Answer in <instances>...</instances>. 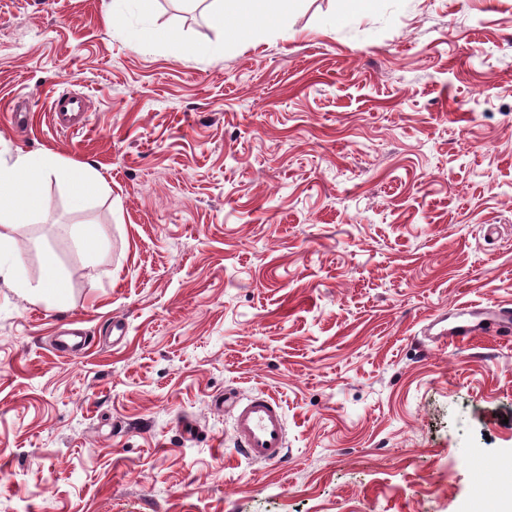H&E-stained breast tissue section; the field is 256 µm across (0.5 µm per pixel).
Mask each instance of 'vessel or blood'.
Returning a JSON list of instances; mask_svg holds the SVG:
<instances>
[{
	"instance_id": "b4317fda",
	"label": "vessel or blood",
	"mask_w": 512,
	"mask_h": 512,
	"mask_svg": "<svg viewBox=\"0 0 512 512\" xmlns=\"http://www.w3.org/2000/svg\"><path fill=\"white\" fill-rule=\"evenodd\" d=\"M90 106L86 98L61 94L55 97L50 109L54 129L68 133L82 130L90 121ZM458 323L452 328H439L432 341L435 344H467L482 334L489 320H496L500 328H507L512 317L497 305L479 307L462 303L456 307ZM225 411L233 419L234 432L240 452L253 461L274 463L286 448V425L283 408L276 397L260 393L239 398L225 393Z\"/></svg>"
}]
</instances>
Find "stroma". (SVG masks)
Instances as JSON below:
<instances>
[{"instance_id": "obj_1", "label": "stroma", "mask_w": 512, "mask_h": 512, "mask_svg": "<svg viewBox=\"0 0 512 512\" xmlns=\"http://www.w3.org/2000/svg\"><path fill=\"white\" fill-rule=\"evenodd\" d=\"M0 0V156L89 163L12 231L0 276V512H484L512 496V340L430 316L512 309V0H300L223 38L179 0ZM177 31L181 53L149 38ZM91 123L56 132L52 98ZM27 103L31 120L12 112ZM98 231L97 264L71 228ZM125 324L112 339V322ZM78 323L93 344L62 354ZM285 410L239 454L225 391ZM90 115V106L86 98L66 94H60L53 99L49 114L53 128L64 133L86 128ZM13 280L21 292L29 300L60 304L65 300V292L54 252L46 249L43 252V277L36 285L25 280L19 268L9 267ZM479 307L480 306L468 303L455 306V310L457 311L455 318L462 319L450 329L440 326L437 332L432 333L433 329L443 323L447 316V314H443L442 316L437 315L426 328L428 335L433 336L431 341L444 346L448 344H469L475 336L482 334L488 322L496 321L493 320L495 318L498 319L497 323L499 327L507 332V329H509V316L507 311H503V308H498L497 305L491 303L484 307ZM484 315L487 316L485 317Z\"/></svg>"}]
</instances>
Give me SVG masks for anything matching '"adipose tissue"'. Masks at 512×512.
Wrapping results in <instances>:
<instances>
[{
  "instance_id": "ef3b65f1",
  "label": "adipose tissue",
  "mask_w": 512,
  "mask_h": 512,
  "mask_svg": "<svg viewBox=\"0 0 512 512\" xmlns=\"http://www.w3.org/2000/svg\"><path fill=\"white\" fill-rule=\"evenodd\" d=\"M295 0H211L210 21L232 37L250 38L256 23L280 32H288ZM63 180L69 190L73 208H83L86 201L102 187V178L93 165L63 167L58 156L45 151L21 153L14 159H0V259L12 258L19 252L16 238L9 229L14 224L41 211L44 200L41 189L50 178ZM13 280L29 300L62 303L65 299L57 258L52 250L43 252V277L30 284L20 270H13Z\"/></svg>"
}]
</instances>
